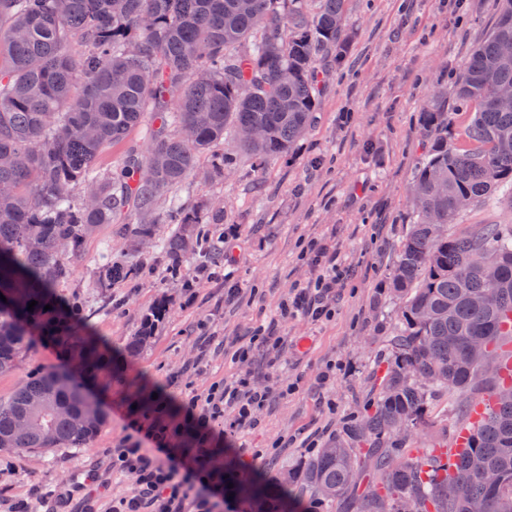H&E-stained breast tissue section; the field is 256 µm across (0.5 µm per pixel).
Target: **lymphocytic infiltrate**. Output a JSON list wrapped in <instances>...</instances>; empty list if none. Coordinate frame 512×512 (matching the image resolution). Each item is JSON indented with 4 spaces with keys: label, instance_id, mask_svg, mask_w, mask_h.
Returning a JSON list of instances; mask_svg holds the SVG:
<instances>
[{
    "label": "lymphocytic infiltrate",
    "instance_id": "f902f5d3",
    "mask_svg": "<svg viewBox=\"0 0 512 512\" xmlns=\"http://www.w3.org/2000/svg\"><path fill=\"white\" fill-rule=\"evenodd\" d=\"M315 268L314 277L294 288L280 308L281 317L304 316L317 321L328 314L327 301L335 296L346 272L334 251L317 243L305 248ZM272 397L268 385L252 384L242 377L232 384L217 385L204 394H192L183 411L158 401L147 410L143 438L123 439L110 451L113 476L136 475L135 495L113 502L109 512H218L224 502V476L213 470V447L224 439L219 423L226 407L238 412L229 430L254 427L257 414ZM150 448H143V441ZM199 494H192V487Z\"/></svg>",
    "mask_w": 512,
    "mask_h": 512
}]
</instances>
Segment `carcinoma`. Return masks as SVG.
<instances>
[{
    "label": "carcinoma",
    "mask_w": 512,
    "mask_h": 512,
    "mask_svg": "<svg viewBox=\"0 0 512 512\" xmlns=\"http://www.w3.org/2000/svg\"><path fill=\"white\" fill-rule=\"evenodd\" d=\"M0 0V290L23 308L0 309V373L14 367L33 319L56 286L71 276L84 246L106 224L121 225L134 248L150 240L156 224L178 228L158 247L179 271L182 255L197 250L209 261L224 255L221 238L193 235L195 224H222L178 206L157 212L159 200L183 186L200 156L233 132L232 149L216 159L209 177L233 169L239 155L256 167L294 147L314 124L322 81L317 52L346 49V0ZM489 36L468 59L454 84L458 101L475 106L466 127L470 148L448 143V113L441 93L421 115L428 145L412 177L413 224L392 270L401 300L399 324L387 337L391 360L377 378L373 409L345 436L304 467L288 473L280 490L286 512H297L295 486L333 504L372 477L353 499L355 512H512V384L483 365L502 368L501 328L512 314V224H481L448 233L463 198L475 205L497 195L512 200V109L496 94L512 86V0H503ZM265 137H243L249 127ZM144 128L149 149L128 148L121 163L101 169L104 150ZM93 190L92 203L74 201L71 187ZM498 295L480 309L473 299ZM37 301L33 311L28 303ZM428 311L421 317V311ZM482 340L485 354L467 345ZM90 364L97 345L69 338ZM492 396L470 434L464 461L453 473L426 448H403L438 393ZM40 405L37 420L18 422ZM72 380L46 370L0 402V447H85L104 418ZM453 482L459 494L445 489Z\"/></svg>",
    "instance_id": "1"
}]
</instances>
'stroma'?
<instances>
[{
    "label": "stroma",
    "instance_id": "1",
    "mask_svg": "<svg viewBox=\"0 0 512 512\" xmlns=\"http://www.w3.org/2000/svg\"><path fill=\"white\" fill-rule=\"evenodd\" d=\"M499 7L500 0H347L345 60L328 68L316 122L294 151L261 170L242 156L224 176L192 173V191L179 194L184 208L203 216L223 208L225 234L240 238L232 281H225L223 266L196 252L182 257V276L172 279L160 249L132 252L118 225H104L52 296L79 309L80 335L102 343L99 366L60 358L34 331L14 369L0 373L3 402L42 370L70 372L104 423L87 447L34 449L1 460L0 505L72 489L92 469L105 484L75 491L74 512H104L133 495L135 477H113L108 455L129 435L132 409H146L156 394L177 404L189 392L234 380L242 368L228 354L261 324H275L288 339L278 383L292 390L213 458L229 483L238 489L257 474L281 481L359 420L373 403L381 340L400 307L390 273L413 221L409 187L425 142L420 115L434 87L446 90L448 139L463 142L468 114L450 90ZM311 241L335 248L348 277L327 302L330 318H281V301L313 274L301 256ZM106 243L112 247L107 259ZM109 262L126 263L133 273L105 291L98 278ZM228 285L238 288V301L225 302ZM156 309L161 315L152 336L137 353L127 352ZM324 372L330 378L322 384ZM468 401L454 393L431 401L408 449L441 442L445 431L465 424Z\"/></svg>",
    "mask_w": 512,
    "mask_h": 512
}]
</instances>
